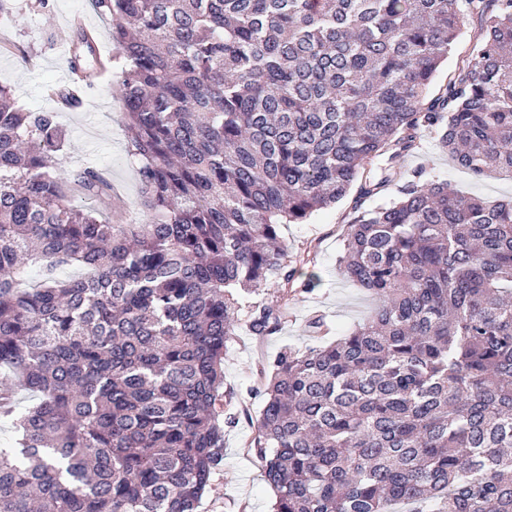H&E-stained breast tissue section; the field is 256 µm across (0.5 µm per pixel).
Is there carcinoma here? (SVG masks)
Wrapping results in <instances>:
<instances>
[{
    "instance_id": "1",
    "label": "carcinoma",
    "mask_w": 512,
    "mask_h": 512,
    "mask_svg": "<svg viewBox=\"0 0 512 512\" xmlns=\"http://www.w3.org/2000/svg\"><path fill=\"white\" fill-rule=\"evenodd\" d=\"M91 2L113 55L77 24L68 64L117 74L151 221L75 204L112 199L91 163L58 173L76 100L31 110L0 84V399L37 396L0 407V512H198L232 423L225 345L277 330L284 311L246 299L310 262L279 226L353 191L337 266L379 305L268 362L272 512H512V199L400 167L435 128L472 175H512V0ZM480 38V30L479 26L476 22H470L463 29V33L460 36L459 40L453 47L452 51L448 54V60L445 61L441 70L436 79L435 85H438L444 81L448 77V73H450L456 64L457 58L460 54H464L473 44L478 42Z\"/></svg>"
}]
</instances>
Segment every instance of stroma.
Returning <instances> with one entry per match:
<instances>
[{"mask_svg":"<svg viewBox=\"0 0 512 512\" xmlns=\"http://www.w3.org/2000/svg\"><path fill=\"white\" fill-rule=\"evenodd\" d=\"M81 17L99 34L104 56L112 54L109 24L90 0H49L41 14L19 9L11 19L9 35L19 54L0 56V83L11 86L19 103L39 110L50 108L41 88L65 78V58L60 50L71 35V21ZM115 78L102 74L80 111L62 113L70 146L61 157L62 177H69L79 164L90 162L101 168L114 188L112 209L125 222L146 224L150 215L138 205L137 175L127 155V134L121 122V104L113 93ZM405 174L425 170L429 177L445 180L467 196L490 200L512 199V178H475L459 168L437 144L434 131L420 133L419 146L402 161ZM354 217L350 202L317 212L308 223L283 224L279 236L289 254L310 249L314 259L298 273L299 279L315 277L316 287L284 296L281 289H262L256 300L286 308L281 328L266 336L239 327L224 352V388L233 394L231 410L237 420L224 432V466L212 478L203 496L201 512H270L274 492L267 483L260 459L250 441L257 434V419L263 407L264 389L259 376L269 359L283 347L305 350L314 340L309 329L313 317H322L329 327L324 343L350 333L375 306L374 299L346 281L336 267L347 227Z\"/></svg>","mask_w":512,"mask_h":512,"instance_id":"obj_1","label":"stroma"}]
</instances>
